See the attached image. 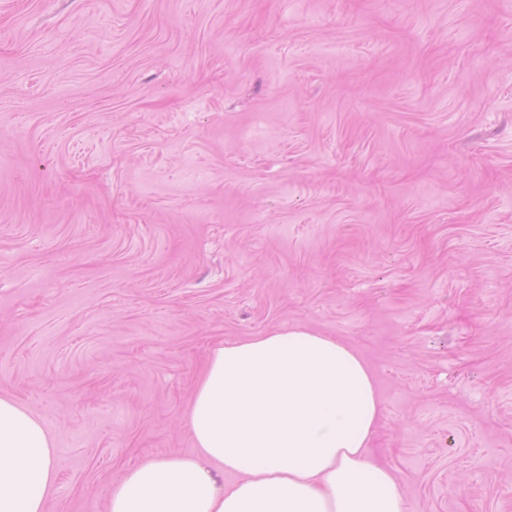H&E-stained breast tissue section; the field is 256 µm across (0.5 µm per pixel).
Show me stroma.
Segmentation results:
<instances>
[{"instance_id":"obj_1","label":"stroma","mask_w":512,"mask_h":512,"mask_svg":"<svg viewBox=\"0 0 512 512\" xmlns=\"http://www.w3.org/2000/svg\"><path fill=\"white\" fill-rule=\"evenodd\" d=\"M353 345L405 512H512V0H0V395L45 512L193 449L210 350ZM56 477L52 436L29 408L0 395V512H44Z\"/></svg>"}]
</instances>
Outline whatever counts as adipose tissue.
<instances>
[{"label":"adipose tissue","instance_id":"adipose-tissue-1","mask_svg":"<svg viewBox=\"0 0 512 512\" xmlns=\"http://www.w3.org/2000/svg\"><path fill=\"white\" fill-rule=\"evenodd\" d=\"M381 413L371 369L342 339L288 326L219 344L185 415L192 453L127 469L107 512H404L369 446ZM56 477L52 436L0 395V512H44Z\"/></svg>","mask_w":512,"mask_h":512}]
</instances>
